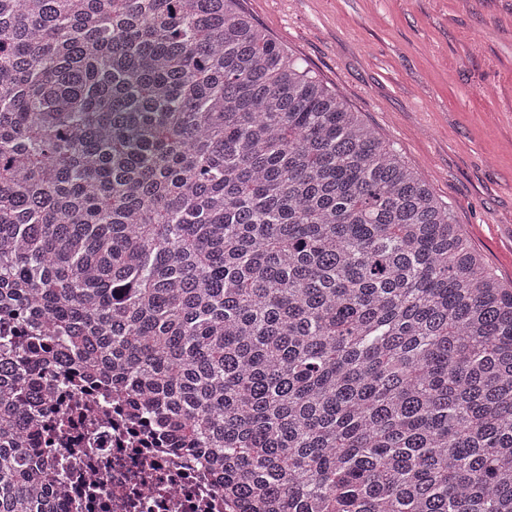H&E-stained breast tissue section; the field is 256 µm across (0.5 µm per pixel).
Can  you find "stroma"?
Instances as JSON below:
<instances>
[{"instance_id":"1","label":"stroma","mask_w":512,"mask_h":512,"mask_svg":"<svg viewBox=\"0 0 512 512\" xmlns=\"http://www.w3.org/2000/svg\"><path fill=\"white\" fill-rule=\"evenodd\" d=\"M448 203L512 286V0H242Z\"/></svg>"}]
</instances>
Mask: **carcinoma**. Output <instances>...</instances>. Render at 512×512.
<instances>
[{
	"mask_svg": "<svg viewBox=\"0 0 512 512\" xmlns=\"http://www.w3.org/2000/svg\"><path fill=\"white\" fill-rule=\"evenodd\" d=\"M0 512L35 349L245 512H512V287L241 0H0Z\"/></svg>",
	"mask_w": 512,
	"mask_h": 512,
	"instance_id": "carcinoma-1",
	"label": "carcinoma"
}]
</instances>
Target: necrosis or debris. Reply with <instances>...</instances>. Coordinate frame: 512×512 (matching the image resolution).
Wrapping results in <instances>:
<instances>
[{
    "mask_svg": "<svg viewBox=\"0 0 512 512\" xmlns=\"http://www.w3.org/2000/svg\"><path fill=\"white\" fill-rule=\"evenodd\" d=\"M71 366L50 364L55 385L38 406L34 458L56 477L58 512H241L204 458L174 448L104 384L60 388Z\"/></svg>",
    "mask_w": 512,
    "mask_h": 512,
    "instance_id": "4bbe7bcc",
    "label": "necrosis or debris"
}]
</instances>
